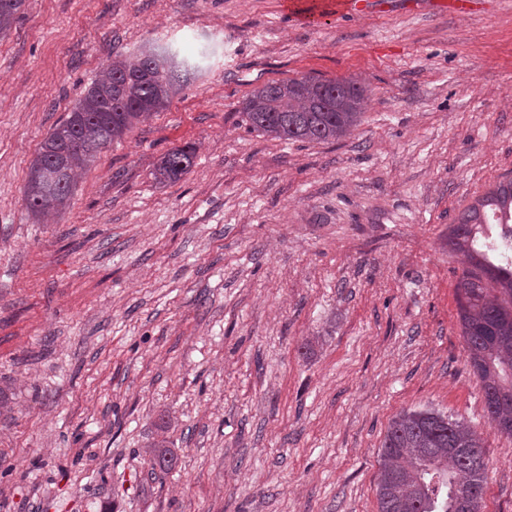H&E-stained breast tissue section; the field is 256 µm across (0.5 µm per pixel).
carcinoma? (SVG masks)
Returning a JSON list of instances; mask_svg holds the SVG:
<instances>
[{
	"mask_svg": "<svg viewBox=\"0 0 512 512\" xmlns=\"http://www.w3.org/2000/svg\"><path fill=\"white\" fill-rule=\"evenodd\" d=\"M25 0H0V34L20 17ZM192 43L173 50L149 47L104 67L55 126L30 164L28 210L60 211L77 171L151 114L166 108L177 83L193 70ZM365 88L356 79L303 75L254 89L243 103L250 130L283 140H339L361 121ZM192 146L160 162L159 179H177L194 164ZM512 224V180L501 182L458 216L448 245L464 257L457 284L458 319L468 362L480 380L490 423L512 425V261L484 245L490 223ZM487 463L481 439L468 424L432 409H404L382 442L378 512H454L455 489L484 488Z\"/></svg>",
	"mask_w": 512,
	"mask_h": 512,
	"instance_id": "obj_1",
	"label": "carcinoma"
}]
</instances>
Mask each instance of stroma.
<instances>
[{"label": "stroma", "mask_w": 512, "mask_h": 512, "mask_svg": "<svg viewBox=\"0 0 512 512\" xmlns=\"http://www.w3.org/2000/svg\"><path fill=\"white\" fill-rule=\"evenodd\" d=\"M186 40L169 105L32 219L29 163L106 62ZM305 74L364 81L353 134L251 131L246 96ZM509 179L512 0H26L0 35V512H378L409 408L481 434V512H512L448 246ZM196 151L193 146L176 148L167 153L160 162L157 174L159 179H177L193 166Z\"/></svg>", "instance_id": "obj_1"}]
</instances>
